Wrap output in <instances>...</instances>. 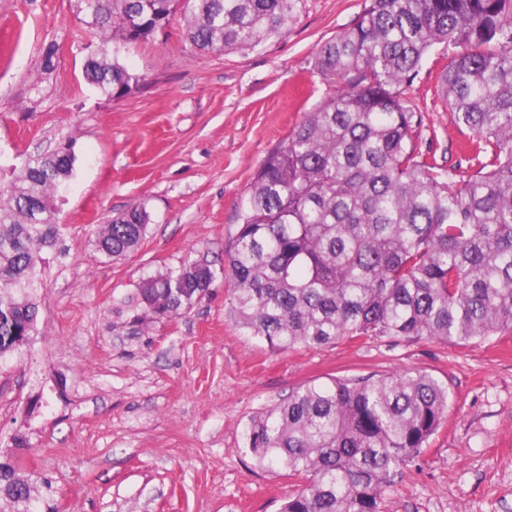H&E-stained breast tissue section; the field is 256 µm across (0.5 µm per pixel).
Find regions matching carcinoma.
<instances>
[{"mask_svg":"<svg viewBox=\"0 0 512 512\" xmlns=\"http://www.w3.org/2000/svg\"><path fill=\"white\" fill-rule=\"evenodd\" d=\"M301 0H77L99 39L85 81L123 98L145 82L120 47L178 12L203 53L284 37ZM448 49L436 86L476 144L465 165L417 151L423 116L409 90L425 54ZM314 69L336 91L304 113L256 169L222 274L235 324L271 349L368 336L468 343L512 332V0H365L352 27L323 42ZM71 145L26 161L0 186V357L38 331L40 250L56 239L54 198L73 176ZM142 205L100 229L97 251L137 250ZM217 273L187 260L147 275L120 300L131 333L207 297ZM448 388L406 370L309 382L253 417L248 452L304 479L281 512H382L395 477L448 415ZM36 512L15 464L0 495Z\"/></svg>","mask_w":512,"mask_h":512,"instance_id":"1","label":"carcinoma"}]
</instances>
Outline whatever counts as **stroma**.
I'll list each match as a JSON object with an SVG mask.
<instances>
[{
	"mask_svg": "<svg viewBox=\"0 0 512 512\" xmlns=\"http://www.w3.org/2000/svg\"><path fill=\"white\" fill-rule=\"evenodd\" d=\"M363 7L301 0L286 36L206 54L174 17L122 50L145 83L115 99L84 80L96 39L75 0H0V181L59 141L76 152L55 198L67 230L42 251L40 333L0 358V458L17 462L40 512H280L297 481L250 456V418L308 381L405 369L447 386L451 408L384 512H512V333L274 351L235 325L221 277L135 336L114 310L145 275L188 259L222 267L258 164L335 90L314 68L317 47ZM446 64L431 50L410 97L419 149L453 166L466 135L434 92ZM139 203L152 218L141 246L100 254L101 226Z\"/></svg>",
	"mask_w": 512,
	"mask_h": 512,
	"instance_id": "1",
	"label": "stroma"
}]
</instances>
